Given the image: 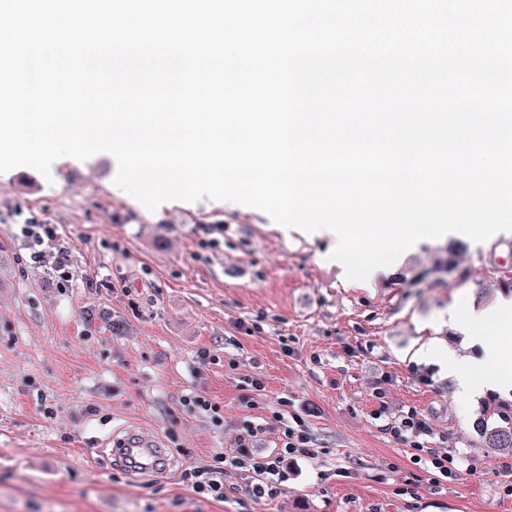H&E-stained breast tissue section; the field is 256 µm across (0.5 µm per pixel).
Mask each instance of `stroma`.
Segmentation results:
<instances>
[{"label": "stroma", "instance_id": "35a3bbf8", "mask_svg": "<svg viewBox=\"0 0 512 512\" xmlns=\"http://www.w3.org/2000/svg\"><path fill=\"white\" fill-rule=\"evenodd\" d=\"M117 172L100 152L47 177L0 174V512H512L502 457L475 427L484 397L463 400L430 356L467 348L449 309L463 321L512 294V231L432 239L353 284L330 258L336 234L208 197L151 211ZM24 224L57 226L72 281L32 263ZM251 377L263 391L245 389ZM194 387L221 404L223 427L183 407ZM284 406L319 454L288 464L276 498H254L243 471L225 473L222 501L181 481L229 449L239 421ZM381 408L417 410L425 446L453 450L464 479L409 492L411 450L381 430ZM130 430L156 436L173 465H114Z\"/></svg>", "mask_w": 512, "mask_h": 512}]
</instances>
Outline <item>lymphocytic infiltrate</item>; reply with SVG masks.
I'll return each instance as SVG.
<instances>
[{"mask_svg":"<svg viewBox=\"0 0 512 512\" xmlns=\"http://www.w3.org/2000/svg\"><path fill=\"white\" fill-rule=\"evenodd\" d=\"M22 235L27 239L36 263L51 264L61 279H69L68 251L61 244L54 225L26 224L22 227ZM276 424L280 433L276 450L267 454L257 452L256 445L263 440L268 426L246 420L239 426L233 450L224 454L223 466L185 468L183 481L195 493L206 494L220 501L224 498V482L220 472L227 467L254 475V497H277L284 480V462L290 458H315L316 450L302 417H288L281 413L276 417ZM384 429L387 433L402 437L409 447L415 449L414 463L424 475L440 477L449 482L461 480L462 473L453 455L424 446L423 439L430 436L431 429L416 410H408L405 415L385 424Z\"/></svg>","mask_w":512,"mask_h":512,"instance_id":"1","label":"lymphocytic infiltrate"}]
</instances>
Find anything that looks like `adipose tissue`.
Instances as JSON below:
<instances>
[{
  "label": "adipose tissue",
  "mask_w": 512,
  "mask_h": 512,
  "mask_svg": "<svg viewBox=\"0 0 512 512\" xmlns=\"http://www.w3.org/2000/svg\"><path fill=\"white\" fill-rule=\"evenodd\" d=\"M476 320L496 330L492 336L470 337V345L480 347V355L448 354V371L457 377L467 397L495 390L512 376V343L504 339L512 331V297L478 312Z\"/></svg>",
  "instance_id": "adipose-tissue-1"
}]
</instances>
